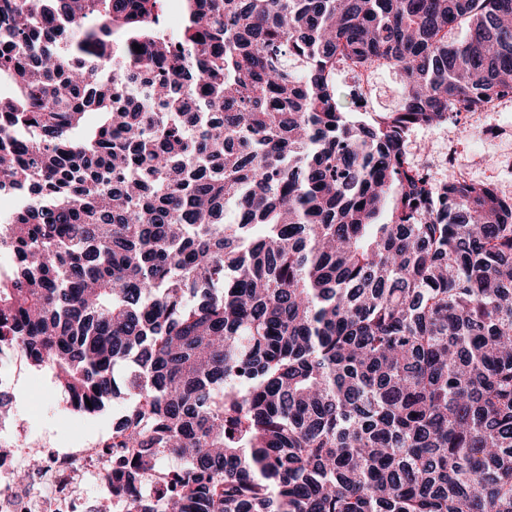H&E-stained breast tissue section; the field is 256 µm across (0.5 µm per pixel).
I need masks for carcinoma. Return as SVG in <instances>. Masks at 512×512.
<instances>
[{"label":"carcinoma","instance_id":"cac0c4a2","mask_svg":"<svg viewBox=\"0 0 512 512\" xmlns=\"http://www.w3.org/2000/svg\"><path fill=\"white\" fill-rule=\"evenodd\" d=\"M183 2L0 0V345L135 399L127 512H512V198L406 150L512 89V0ZM371 91V110L383 112L393 108L401 93L399 72L395 69L380 68L366 75ZM337 97L345 110L353 109L352 98L358 80L349 72L342 70L336 76Z\"/></svg>","mask_w":512,"mask_h":512}]
</instances>
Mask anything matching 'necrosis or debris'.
Segmentation results:
<instances>
[{
    "label": "necrosis or debris",
    "mask_w": 512,
    "mask_h": 512,
    "mask_svg": "<svg viewBox=\"0 0 512 512\" xmlns=\"http://www.w3.org/2000/svg\"><path fill=\"white\" fill-rule=\"evenodd\" d=\"M22 430L21 423L0 418V512H97L105 499L113 512H121L109 480L112 455L95 444L66 452L42 449L39 466L18 480L30 451L11 439Z\"/></svg>",
    "instance_id": "4bbe7bcc"
}]
</instances>
